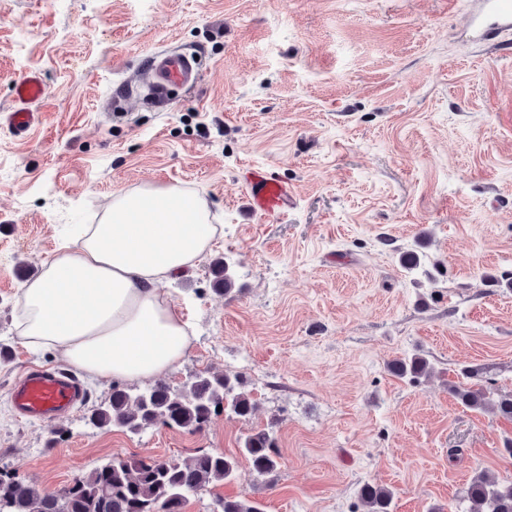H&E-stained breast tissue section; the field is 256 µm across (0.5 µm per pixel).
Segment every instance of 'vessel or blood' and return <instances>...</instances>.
<instances>
[{
  "instance_id": "1",
  "label": "vessel or blood",
  "mask_w": 512,
  "mask_h": 512,
  "mask_svg": "<svg viewBox=\"0 0 512 512\" xmlns=\"http://www.w3.org/2000/svg\"><path fill=\"white\" fill-rule=\"evenodd\" d=\"M469 25L479 41L493 39L512 29V0H474ZM152 96L168 102L175 90L199 83L195 60L181 52H163L151 61ZM14 106L5 114L7 126L17 135H27L39 121L38 105L45 97L41 72L26 73L12 87ZM244 197L251 212L261 217L287 214L293 193L287 182L274 172L262 168L243 171ZM87 393L80 380L63 370H35L16 382L11 392V406L26 419L60 417L82 404Z\"/></svg>"
}]
</instances>
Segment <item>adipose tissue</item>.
<instances>
[{
	"instance_id": "ef3b65f1",
	"label": "adipose tissue",
	"mask_w": 512,
	"mask_h": 512,
	"mask_svg": "<svg viewBox=\"0 0 512 512\" xmlns=\"http://www.w3.org/2000/svg\"><path fill=\"white\" fill-rule=\"evenodd\" d=\"M223 227L196 194L146 185L113 193L96 224H83L19 298L18 339L58 351L98 381L171 371L191 337L160 285L192 268Z\"/></svg>"
}]
</instances>
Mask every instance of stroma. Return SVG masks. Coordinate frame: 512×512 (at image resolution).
Instances as JSON below:
<instances>
[{
	"instance_id": "35a3bbf8",
	"label": "stroma",
	"mask_w": 512,
	"mask_h": 512,
	"mask_svg": "<svg viewBox=\"0 0 512 512\" xmlns=\"http://www.w3.org/2000/svg\"><path fill=\"white\" fill-rule=\"evenodd\" d=\"M468 0H0V113L40 71L42 121L0 125V470L53 491L113 456L187 461L237 455L272 427L277 472L235 476L189 497L262 512H355L367 482L394 512H458L482 471L512 478V421L464 408L449 390L481 366L512 391V33L472 42ZM198 57L199 85L166 106L142 94L151 57ZM274 169L295 190L287 215L244 204L241 169ZM150 183L194 192L224 231L161 290L194 338L164 374L239 373L249 420L202 432L133 435L90 421L112 386L84 380L68 415L20 418L10 393L54 351L17 338L25 283L74 224L115 192ZM423 256L406 270L402 253ZM235 278L214 291L216 261ZM434 368L409 382L388 363ZM390 371L400 379L415 381L421 377H428L433 367L426 358L413 354L394 360L390 364Z\"/></svg>"
}]
</instances>
